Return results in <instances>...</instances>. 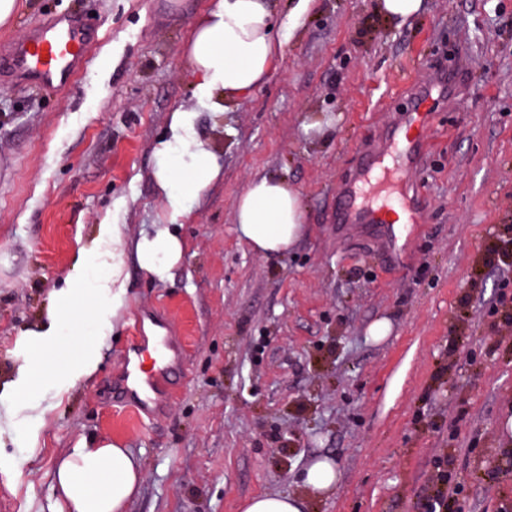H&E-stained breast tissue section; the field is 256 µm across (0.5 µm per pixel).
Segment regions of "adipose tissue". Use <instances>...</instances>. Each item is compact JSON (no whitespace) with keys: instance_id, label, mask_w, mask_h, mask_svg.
I'll list each match as a JSON object with an SVG mask.
<instances>
[{"instance_id":"obj_1","label":"adipose tissue","mask_w":512,"mask_h":512,"mask_svg":"<svg viewBox=\"0 0 512 512\" xmlns=\"http://www.w3.org/2000/svg\"><path fill=\"white\" fill-rule=\"evenodd\" d=\"M311 4L312 0H296L279 19L273 0H211L193 24L185 57L212 111H223L226 102L247 97L268 79L283 54L281 30H295ZM169 129L175 144L160 152L157 186L166 196L176 186L187 195H201L218 178L219 160L194 137L192 112L173 109ZM234 217L240 237L253 252L273 257L287 252L300 238L305 210L299 193L285 177L264 175L253 178L235 200ZM135 252L140 266L161 279L180 261L183 245L176 231L164 226L153 237L140 238ZM96 269L91 251L79 250L56 293L47 336L74 318L66 299L76 286L111 292L113 309L121 308L126 290L118 284L119 265H112L103 277L97 276ZM337 478L331 461H315L304 473L305 496L255 495L243 502L242 512H304L307 497L331 491ZM54 481L57 512H128L140 491L143 469L130 449L83 437L59 461Z\"/></svg>"}]
</instances>
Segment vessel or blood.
Listing matches in <instances>:
<instances>
[{"label": "vessel or blood", "instance_id": "vessel-or-blood-1", "mask_svg": "<svg viewBox=\"0 0 512 512\" xmlns=\"http://www.w3.org/2000/svg\"><path fill=\"white\" fill-rule=\"evenodd\" d=\"M90 37L79 20L68 14L52 17L41 29L27 34L12 47L10 70L22 80L51 89L72 87L76 74L89 59ZM446 78L434 76L407 94L413 105L401 128L393 130L382 149L361 151L354 182L339 193L346 222L355 224H418L423 211L404 184L426 145L433 112L448 95ZM185 360L184 347L169 337L154 339L152 350L133 343L121 360L114 388L122 399L144 411L159 407L170 373Z\"/></svg>", "mask_w": 512, "mask_h": 512}]
</instances>
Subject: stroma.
Masks as SVG:
<instances>
[{"instance_id":"obj_1","label":"stroma","mask_w":512,"mask_h":512,"mask_svg":"<svg viewBox=\"0 0 512 512\" xmlns=\"http://www.w3.org/2000/svg\"><path fill=\"white\" fill-rule=\"evenodd\" d=\"M209 0H20L0 57L56 14L83 19L88 65L66 92L0 71V388L48 324L58 280L102 224L127 241L174 224L165 278L122 256L112 327L62 325L43 354L38 409L0 429L9 512H53L52 472L85 436L131 449L144 482L130 512H240L251 496L302 494L318 457L339 472L307 512H424L437 488L466 512H512V0H423L401 24L378 0H315L268 80L215 124L184 48ZM453 90L434 112L409 187L424 209L405 238L335 220L367 145L403 120L423 71ZM194 112L222 167L174 211L157 151L169 114ZM287 176L306 210L288 254L240 239L234 201L251 177ZM184 343V388L152 416L113 405L135 319ZM387 321L386 336L371 326ZM91 380L58 394L89 354Z\"/></svg>"}]
</instances>
